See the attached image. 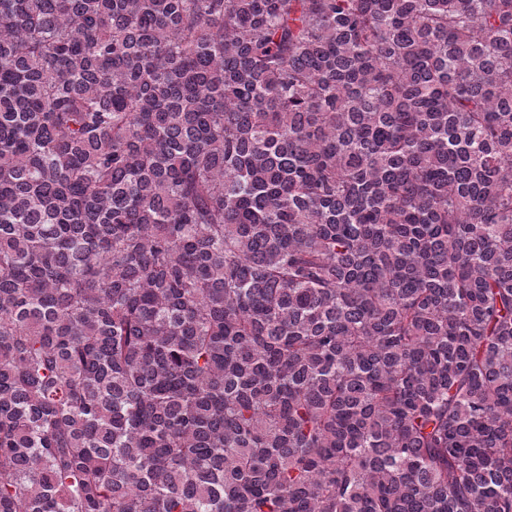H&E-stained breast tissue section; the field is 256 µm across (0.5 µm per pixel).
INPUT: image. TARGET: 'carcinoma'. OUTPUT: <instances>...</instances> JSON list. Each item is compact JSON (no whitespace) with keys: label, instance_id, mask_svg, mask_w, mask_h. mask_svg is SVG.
I'll use <instances>...</instances> for the list:
<instances>
[{"label":"carcinoma","instance_id":"1","mask_svg":"<svg viewBox=\"0 0 512 512\" xmlns=\"http://www.w3.org/2000/svg\"><path fill=\"white\" fill-rule=\"evenodd\" d=\"M0 512H512V0H0Z\"/></svg>","mask_w":512,"mask_h":512}]
</instances>
